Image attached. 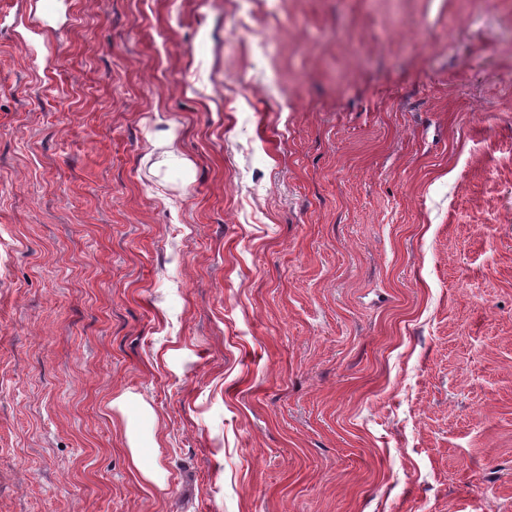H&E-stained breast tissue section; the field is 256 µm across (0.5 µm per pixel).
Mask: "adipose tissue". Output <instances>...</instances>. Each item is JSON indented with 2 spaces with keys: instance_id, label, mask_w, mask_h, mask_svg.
<instances>
[{
  "instance_id": "ef3b65f1",
  "label": "adipose tissue",
  "mask_w": 512,
  "mask_h": 512,
  "mask_svg": "<svg viewBox=\"0 0 512 512\" xmlns=\"http://www.w3.org/2000/svg\"><path fill=\"white\" fill-rule=\"evenodd\" d=\"M115 404L126 417L127 451L134 471L143 483L163 486L160 444L150 430L154 421L152 409L131 394L121 395Z\"/></svg>"
}]
</instances>
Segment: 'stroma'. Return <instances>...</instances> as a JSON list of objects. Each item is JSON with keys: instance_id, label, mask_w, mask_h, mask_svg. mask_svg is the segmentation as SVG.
<instances>
[{"instance_id": "35a3bbf8", "label": "stroma", "mask_w": 512, "mask_h": 512, "mask_svg": "<svg viewBox=\"0 0 512 512\" xmlns=\"http://www.w3.org/2000/svg\"><path fill=\"white\" fill-rule=\"evenodd\" d=\"M0 512H512V0H0ZM177 141V133L172 128H168L160 131L152 144L155 149L161 151V157H163L161 164L185 168L187 161L181 157ZM112 404L126 416L127 451L134 471L143 483L163 489L160 443L153 430L147 431L154 421L152 409L132 394H123Z\"/></svg>"}]
</instances>
